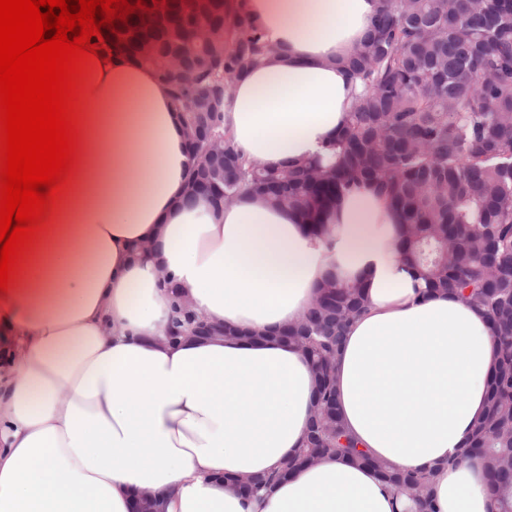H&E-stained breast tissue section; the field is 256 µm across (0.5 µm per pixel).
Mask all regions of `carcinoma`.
Listing matches in <instances>:
<instances>
[{"mask_svg":"<svg viewBox=\"0 0 512 512\" xmlns=\"http://www.w3.org/2000/svg\"><path fill=\"white\" fill-rule=\"evenodd\" d=\"M152 40L144 63L158 74L175 55L196 74L192 86H170L185 122L194 92L218 100L268 55L263 32L231 20L227 0H211L200 17L184 0H171ZM346 67L364 90L329 145L336 161L247 163L210 109L203 124L223 140L224 167L205 174L219 181L225 201L255 189L274 205L306 213L316 231L327 204L363 180L388 196L402 216V252L426 284L421 296L454 288L495 328L497 362L470 446L479 449L494 512H512V497L499 495L512 487V0H381ZM364 301L361 283L328 278L308 319L291 332L314 364L316 400L332 409L333 361ZM328 453L374 468L419 512H433L432 473L401 472L371 457L338 414L311 420L298 458Z\"/></svg>","mask_w":512,"mask_h":512,"instance_id":"obj_1","label":"carcinoma"}]
</instances>
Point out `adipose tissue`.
I'll list each match as a JSON object with an SVG mask.
<instances>
[{"instance_id":"obj_1","label":"adipose tissue","mask_w":512,"mask_h":512,"mask_svg":"<svg viewBox=\"0 0 512 512\" xmlns=\"http://www.w3.org/2000/svg\"><path fill=\"white\" fill-rule=\"evenodd\" d=\"M380 0H243L276 54L237 78L224 129L248 160L293 165L344 128L343 65ZM78 164L0 295V512H409L370 468L333 454L262 499L242 480L278 471L314 413L303 350L278 341L327 277L366 307L336 358L337 402L360 447L434 471L436 512H490L479 462L448 465L482 414L496 350L456 292L422 296L397 252L399 212L374 185L341 195L309 232L246 192L187 204L181 112L155 71L92 59L78 101ZM188 304L228 336L169 339Z\"/></svg>"}]
</instances>
